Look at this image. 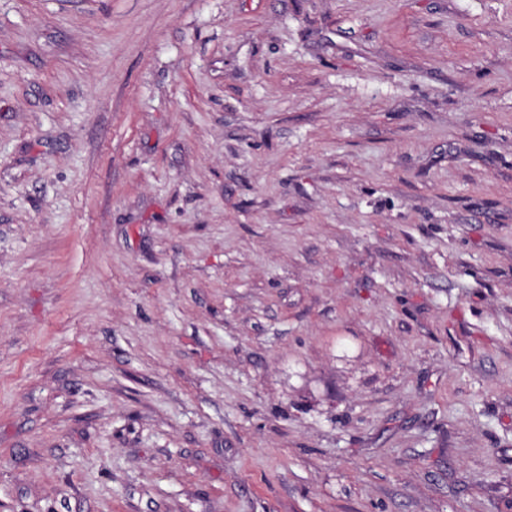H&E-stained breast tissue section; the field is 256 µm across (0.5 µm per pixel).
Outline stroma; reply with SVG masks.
Masks as SVG:
<instances>
[{
  "mask_svg": "<svg viewBox=\"0 0 512 512\" xmlns=\"http://www.w3.org/2000/svg\"><path fill=\"white\" fill-rule=\"evenodd\" d=\"M0 512H512V0H0Z\"/></svg>",
  "mask_w": 512,
  "mask_h": 512,
  "instance_id": "1",
  "label": "stroma"
}]
</instances>
